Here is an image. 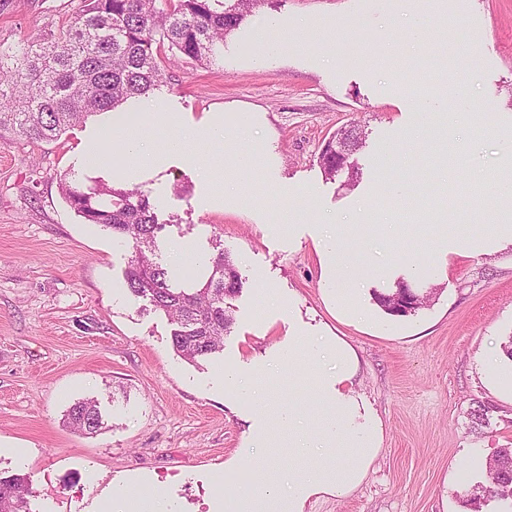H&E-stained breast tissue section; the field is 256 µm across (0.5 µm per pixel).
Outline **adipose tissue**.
<instances>
[{
    "label": "adipose tissue",
    "mask_w": 512,
    "mask_h": 512,
    "mask_svg": "<svg viewBox=\"0 0 512 512\" xmlns=\"http://www.w3.org/2000/svg\"><path fill=\"white\" fill-rule=\"evenodd\" d=\"M331 356L335 375L284 407L267 404L241 369L225 371V378L253 398L264 418L281 423L278 431L259 428L255 441L270 460L280 446H287L288 466L281 480L265 478L225 497L224 512H306L313 497L341 499L362 483L381 452L380 431L371 423L360 434L351 423L359 411L353 389L358 365L354 348L337 339Z\"/></svg>",
    "instance_id": "1"
}]
</instances>
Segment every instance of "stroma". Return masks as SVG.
Wrapping results in <instances>:
<instances>
[{
	"label": "stroma",
	"mask_w": 512,
	"mask_h": 512,
	"mask_svg": "<svg viewBox=\"0 0 512 512\" xmlns=\"http://www.w3.org/2000/svg\"><path fill=\"white\" fill-rule=\"evenodd\" d=\"M83 7L0 0V54ZM268 18L286 23L266 37L287 38V54L254 44ZM340 18L352 28L334 27ZM166 76L170 128L118 112L47 143L0 134V476H30V512H101L107 499L132 512L154 496L175 512H224L238 490L224 465L252 451L259 421L222 369H265L292 336L321 346L339 336L358 355L355 389L381 423L382 452L355 492L312 499L308 512H506L482 487L489 458L512 447V388L487 385L494 372L512 379L500 356L512 335V238L486 236L512 179V0H264L222 61L183 59ZM424 100L461 116L448 143L408 138ZM219 115L222 137L199 139ZM352 124L366 137L348 187L325 178L318 154ZM138 133L151 150L175 135L182 149L161 168L133 161L123 143ZM89 135L110 160H85ZM384 175L411 180L423 199L376 197ZM90 178L148 194L173 284H197L217 245L231 252L244 288L223 352L195 364L175 353L167 317L124 280L130 244L62 196V180ZM474 184L478 203L460 196ZM369 221L392 235H361ZM336 246L360 257L342 283ZM400 281L432 291L429 305L385 314L373 294ZM88 398L104 422L93 435L65 420ZM479 402L488 413L477 427Z\"/></svg>",
	"instance_id": "1"
}]
</instances>
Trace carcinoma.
I'll return each instance as SVG.
<instances>
[{"mask_svg": "<svg viewBox=\"0 0 512 512\" xmlns=\"http://www.w3.org/2000/svg\"><path fill=\"white\" fill-rule=\"evenodd\" d=\"M263 0H86V8L66 21L58 35L22 49L8 63L0 56V131L10 129L31 142L51 141L88 118L110 111L132 97L164 83L165 71L177 58L212 62L223 56L224 40ZM341 152L318 156L325 175H358L356 154L364 132L341 128ZM70 208L87 224H99L132 244L124 270L130 292L149 300L175 325L174 351L194 362L224 350V336L235 321L231 301L243 282L235 261L224 249L210 258L208 279L194 288H176L157 258L156 240L163 229L143 191L115 189L103 182L81 189L61 183ZM411 297L413 311L424 308L426 295L400 284L374 294L386 313ZM68 424L86 434L102 428L97 402L82 400L67 410ZM484 492L504 498L512 490V448L491 457ZM27 475L0 477V512H29Z\"/></svg>", "mask_w": 512, "mask_h": 512, "instance_id": "cac0c4a2", "label": "carcinoma"}]
</instances>
